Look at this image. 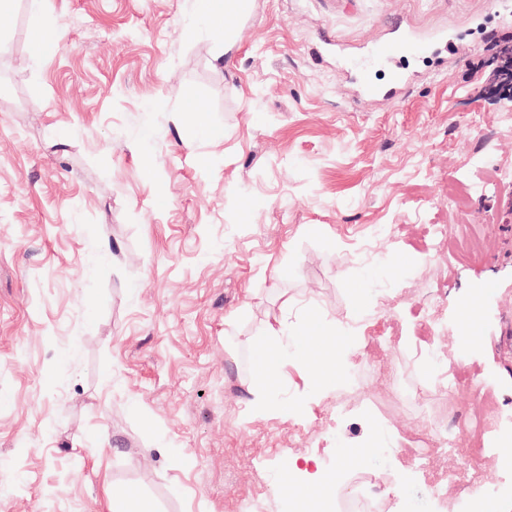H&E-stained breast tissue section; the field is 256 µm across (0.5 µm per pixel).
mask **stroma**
I'll use <instances>...</instances> for the list:
<instances>
[{"label": "stroma", "instance_id": "stroma-1", "mask_svg": "<svg viewBox=\"0 0 512 512\" xmlns=\"http://www.w3.org/2000/svg\"><path fill=\"white\" fill-rule=\"evenodd\" d=\"M200 2L0 12V512H109V485L132 512H233L251 491L292 512V459L339 475L333 512L362 474L388 488L379 512H472L480 490L512 503V101L489 67L512 0H248L229 50ZM399 25L449 41L403 55L393 103L356 105L308 52L325 33L353 56ZM453 41L470 47L456 63ZM311 317L363 339L342 381L312 383L294 356ZM266 341L286 359L281 408L259 413ZM433 358L482 395L426 384ZM487 401L484 457L416 461L410 438L461 436ZM376 426L397 455L340 466ZM481 299L475 295L458 314L459 346L464 348L470 339V332L478 326L481 320Z\"/></svg>", "mask_w": 512, "mask_h": 512}]
</instances>
